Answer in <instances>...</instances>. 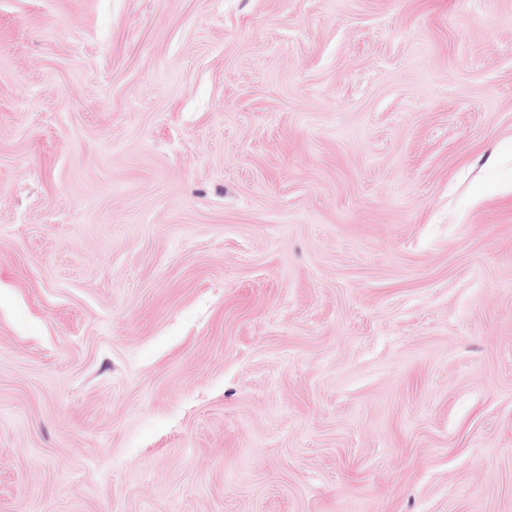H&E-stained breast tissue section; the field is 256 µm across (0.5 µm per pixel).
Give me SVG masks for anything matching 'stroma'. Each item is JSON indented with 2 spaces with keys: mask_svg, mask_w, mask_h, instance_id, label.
Instances as JSON below:
<instances>
[{
  "mask_svg": "<svg viewBox=\"0 0 512 512\" xmlns=\"http://www.w3.org/2000/svg\"><path fill=\"white\" fill-rule=\"evenodd\" d=\"M0 512H512V0H0Z\"/></svg>",
  "mask_w": 512,
  "mask_h": 512,
  "instance_id": "obj_1",
  "label": "stroma"
}]
</instances>
